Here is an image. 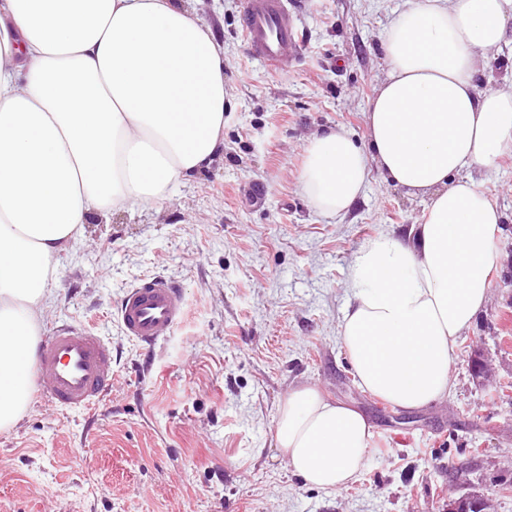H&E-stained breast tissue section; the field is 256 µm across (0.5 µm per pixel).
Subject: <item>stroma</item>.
<instances>
[{"instance_id": "1", "label": "stroma", "mask_w": 512, "mask_h": 512, "mask_svg": "<svg viewBox=\"0 0 512 512\" xmlns=\"http://www.w3.org/2000/svg\"><path fill=\"white\" fill-rule=\"evenodd\" d=\"M404 0H295L298 65L267 70L246 52L241 0H191L224 45V150L158 205L89 216L60 256L42 332L81 322L112 347V388L90 410L40 396L0 430V512H440L449 496H492L512 512V151L472 169L505 220L485 311L455 349L448 400L403 410L362 389L338 336L359 247L407 239L426 201L371 173L341 217L299 188L304 149L332 125L365 133L385 69L382 41ZM263 185L261 202L251 197ZM178 281L186 314L153 351L125 336L117 309L137 280ZM491 380L471 372L474 354ZM316 386L373 426L368 463L335 495L293 474L275 447L278 407ZM509 490H502V483Z\"/></svg>"}]
</instances>
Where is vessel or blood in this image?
<instances>
[{
    "label": "vessel or blood",
    "instance_id": "vessel-or-blood-1",
    "mask_svg": "<svg viewBox=\"0 0 512 512\" xmlns=\"http://www.w3.org/2000/svg\"><path fill=\"white\" fill-rule=\"evenodd\" d=\"M289 0H243L241 30L250 56L268 70L285 73L298 61L302 38ZM185 313L181 287L152 276L130 287L118 307L127 336L143 348L174 329ZM112 350L84 324L65 323L45 336L34 376L46 401L62 410H89L112 387Z\"/></svg>",
    "mask_w": 512,
    "mask_h": 512
}]
</instances>
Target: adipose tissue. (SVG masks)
I'll return each instance as SVG.
<instances>
[{
	"label": "adipose tissue",
	"mask_w": 512,
	"mask_h": 512,
	"mask_svg": "<svg viewBox=\"0 0 512 512\" xmlns=\"http://www.w3.org/2000/svg\"><path fill=\"white\" fill-rule=\"evenodd\" d=\"M512 36V0H408L355 142L308 141L300 185L343 215L371 172L425 198L414 238L361 245L339 336L361 388L404 409L448 399L458 339L489 301L502 214L473 180L512 147V79L486 70ZM224 49L184 0H0V429L28 408L60 255L89 215L155 206L224 146ZM358 411L303 385L275 446L330 495L367 464Z\"/></svg>",
	"instance_id": "obj_1"
}]
</instances>
